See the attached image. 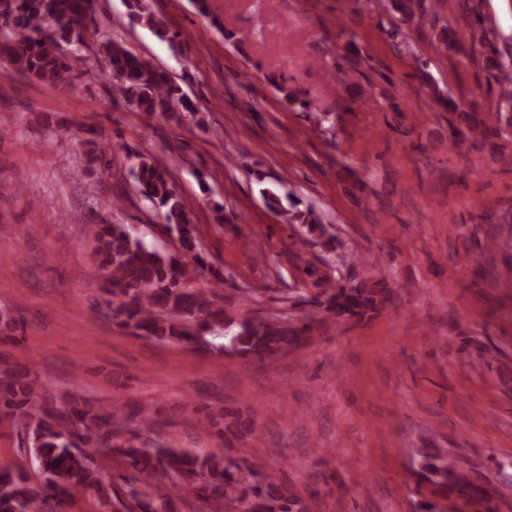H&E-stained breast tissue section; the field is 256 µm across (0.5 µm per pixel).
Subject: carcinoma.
<instances>
[{
  "mask_svg": "<svg viewBox=\"0 0 512 512\" xmlns=\"http://www.w3.org/2000/svg\"><path fill=\"white\" fill-rule=\"evenodd\" d=\"M482 0H464L457 28L448 29L444 43L455 45L458 36L482 29L479 43L487 62L501 77L496 79L498 108L512 111V54L501 52L492 32L482 28ZM131 21L149 28L158 38L177 48L178 34L170 31L148 5V0H127ZM393 12L408 20L424 12L423 0H390ZM94 15V0H0V62L3 71L31 77L43 84L65 87L85 72V38ZM104 67L112 76V95L133 106L145 117H165L181 123L183 113L195 114L191 102L168 75L109 38L102 42ZM448 109L472 121L469 131L489 142L501 134L497 125L475 113V103L447 97ZM89 162L110 165L106 144L86 141ZM129 172L144 201L170 233L177 234L181 250L162 252L147 245L125 224H88L95 243L93 270L105 273L104 291L112 296L107 309L118 325L134 335L154 338L189 350L212 346L227 355L265 362L284 355L310 339L311 326L286 317L235 320L218 305L223 294L214 288H194L191 283L206 276L210 264L198 251V238L188 210L167 168L141 154H128ZM288 223L306 224L324 232L315 212L288 214ZM191 254L193 264L182 260ZM343 260L325 259L322 267L306 265L304 276L327 285L326 311L338 318H361L390 302L387 292L347 287L339 269ZM40 393L28 369L0 368V414L9 415L27 430V452L37 462L42 480L30 484L24 470L0 465V512H58L62 503L92 488H100L101 474L87 456L83 444L104 457H114L126 471L123 486L114 491L112 512H183L195 500L202 512H308L304 501L285 485L274 484L260 464L245 458L224 461L217 454H200L184 448L136 445L137 432L124 445L112 444L122 421L118 407L95 415L83 403L71 400L54 413L36 416ZM418 477L457 493L462 505L448 508L436 500H424L418 512H480L491 498L477 489L468 471L441 451L425 452Z\"/></svg>",
  "mask_w": 512,
  "mask_h": 512,
  "instance_id": "carcinoma-1",
  "label": "carcinoma"
}]
</instances>
